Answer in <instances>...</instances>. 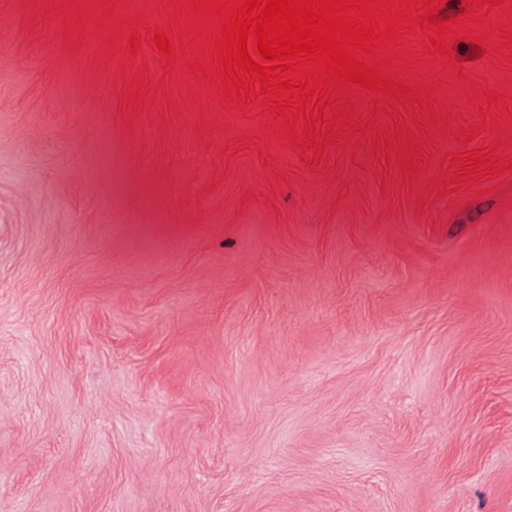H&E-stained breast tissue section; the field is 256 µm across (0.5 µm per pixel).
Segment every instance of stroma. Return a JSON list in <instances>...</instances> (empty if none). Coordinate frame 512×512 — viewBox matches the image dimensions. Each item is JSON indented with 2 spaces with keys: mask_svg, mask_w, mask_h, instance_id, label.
I'll use <instances>...</instances> for the list:
<instances>
[{
  "mask_svg": "<svg viewBox=\"0 0 512 512\" xmlns=\"http://www.w3.org/2000/svg\"><path fill=\"white\" fill-rule=\"evenodd\" d=\"M99 9L0 0V512H512V172L455 161L512 156L503 9L396 49L432 116L351 89L412 175L227 104L170 0Z\"/></svg>",
  "mask_w": 512,
  "mask_h": 512,
  "instance_id": "1",
  "label": "stroma"
}]
</instances>
